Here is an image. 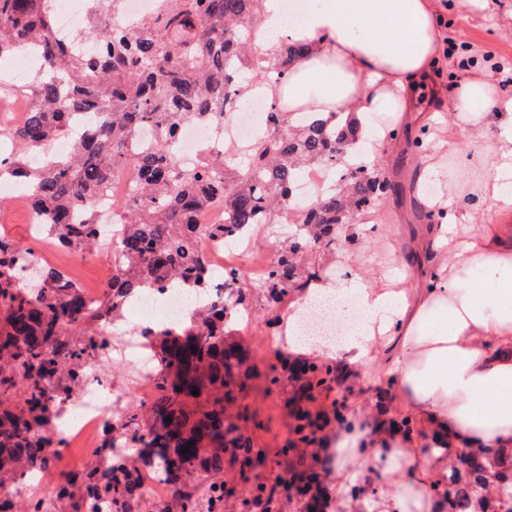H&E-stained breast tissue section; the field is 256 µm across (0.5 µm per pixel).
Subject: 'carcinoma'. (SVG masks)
<instances>
[{
    "label": "carcinoma",
    "instance_id": "cac0c4a2",
    "mask_svg": "<svg viewBox=\"0 0 512 512\" xmlns=\"http://www.w3.org/2000/svg\"><path fill=\"white\" fill-rule=\"evenodd\" d=\"M159 11L132 31L114 25L123 0L107 8L88 32L98 40L97 55L78 48L83 34H56L57 0H0V58L34 44L45 54L46 73L22 87L32 99L26 126L12 133L22 153L0 158V180L30 187L33 212L64 250L95 243L100 225L96 198L110 181L126 174L128 142L137 126L159 131L154 146L141 152L120 204L123 226L112 249L118 272L101 298L88 303L61 272L39 270L38 285L21 291L17 280L32 251L0 242V483L15 473L45 468L51 456L48 435L52 408L84 387L86 369L106 341L99 327L112 321L126 300L142 288L174 283L194 294L208 287L213 273L199 256L202 238L224 244L258 224L288 218L299 176L309 165L338 173L307 205L297 208L296 230L276 248L278 261L266 279L278 303L286 288L302 279L301 253L312 246L336 247L337 234L352 237L355 215L380 208L388 197L400 201L403 185L373 162L347 159L355 131L319 120H296L269 104L267 133L256 139L244 163L209 161L189 169L176 151V130L184 122L216 124L224 113L247 102L244 86L288 77L306 48L288 44L273 68L254 77L247 63L251 31L260 0H161ZM100 111L84 127L80 141L64 157L50 153L67 139L77 113ZM224 210L222 224H196L200 207ZM242 293L209 299L195 307L189 322L156 331L160 338L154 382L158 391L148 415L131 413L122 428L142 445L141 462L158 466L157 477L174 490L181 512L198 503L184 490L187 478L204 472L213 497L224 496V456L255 468L266 453L237 423H225V409L246 388V356L227 331V316L243 302ZM199 394H193V390ZM189 452H183V448ZM512 479V452L471 449L448 464V512H512V498L490 490L491 477ZM138 477L123 459L105 471L68 473L57 499L77 500L88 512L106 504L133 512Z\"/></svg>",
    "mask_w": 512,
    "mask_h": 512
}]
</instances>
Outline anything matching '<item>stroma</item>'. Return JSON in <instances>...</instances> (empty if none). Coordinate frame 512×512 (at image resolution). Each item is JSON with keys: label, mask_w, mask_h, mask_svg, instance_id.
Masks as SVG:
<instances>
[{"label": "stroma", "mask_w": 512, "mask_h": 512, "mask_svg": "<svg viewBox=\"0 0 512 512\" xmlns=\"http://www.w3.org/2000/svg\"><path fill=\"white\" fill-rule=\"evenodd\" d=\"M437 9L448 29L454 53V76L467 74L479 64L492 63L500 89L512 95V0H487L485 8L461 6L459 0H437ZM354 238L335 248L316 247L304 255L306 271L322 277L337 275L341 257H351L369 276L388 273L396 278L419 277L413 264L415 234L420 226L410 202L386 201L379 209L356 217ZM250 311V327L237 339L248 357L250 377L238 402L245 409L244 427L256 447L267 449L264 467L251 470L240 462L225 461L227 494L215 509L200 505V512H262L249 491L257 484H274L276 478L292 479L299 471L316 473L323 484H331L335 454L337 415L349 416L380 402L390 417L400 414V400L375 368L347 372L325 359L311 361L295 357L272 345L275 313L264 285L244 279ZM317 363L329 366L330 379L322 387L309 388L300 367ZM96 371L112 386V422L124 423L131 412L145 405L134 392V374L119 357H100ZM338 406H331V398Z\"/></svg>", "instance_id": "stroma-1"}]
</instances>
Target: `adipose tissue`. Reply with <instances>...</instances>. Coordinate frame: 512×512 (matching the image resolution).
<instances>
[{"instance_id": "ef3b65f1", "label": "adipose tissue", "mask_w": 512, "mask_h": 512, "mask_svg": "<svg viewBox=\"0 0 512 512\" xmlns=\"http://www.w3.org/2000/svg\"><path fill=\"white\" fill-rule=\"evenodd\" d=\"M254 33L271 52L309 48L286 80L261 83L266 96L281 111L356 126L363 158L391 146L396 128L426 125L415 182L441 190L418 194L424 208L447 211L459 194L447 160L484 168L470 194L490 216L477 227L433 225L423 242L425 277L400 288L346 262L337 277L308 286V304L355 293L356 335L304 340L293 314L282 330L289 353L351 371L377 364L401 400L406 427L369 410L337 425V512H444L435 484L455 455L512 451V97L500 95L485 67L439 82L452 60L436 0H314L295 25L285 20V0H260ZM368 467L389 486L376 500L354 489Z\"/></svg>"}]
</instances>
